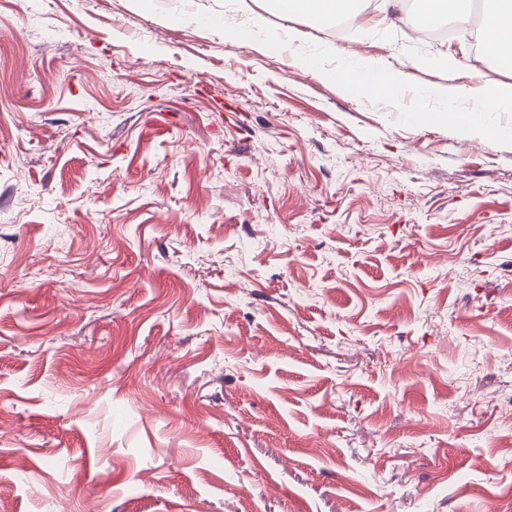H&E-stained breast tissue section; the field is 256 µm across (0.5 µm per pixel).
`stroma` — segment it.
Wrapping results in <instances>:
<instances>
[{
  "label": "stroma",
  "mask_w": 512,
  "mask_h": 512,
  "mask_svg": "<svg viewBox=\"0 0 512 512\" xmlns=\"http://www.w3.org/2000/svg\"><path fill=\"white\" fill-rule=\"evenodd\" d=\"M381 3L0 0L10 512H512V140L416 117L512 69ZM287 10H296L314 20L333 23L346 10H354L355 0H282ZM330 77L346 87L363 85L370 92L395 90L406 81V74L395 71L382 61L360 57L345 61Z\"/></svg>",
  "instance_id": "1"
}]
</instances>
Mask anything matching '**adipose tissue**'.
I'll use <instances>...</instances> for the list:
<instances>
[{
    "label": "adipose tissue",
    "mask_w": 512,
    "mask_h": 512,
    "mask_svg": "<svg viewBox=\"0 0 512 512\" xmlns=\"http://www.w3.org/2000/svg\"><path fill=\"white\" fill-rule=\"evenodd\" d=\"M492 7L484 15L481 29L482 51L492 61L512 65V0H491ZM337 83L361 86L370 92L394 90L406 80L382 61L360 57L345 61L332 75ZM434 95L443 102L437 119H447L477 136L511 139L512 129L486 122L490 112H512V84H450L434 88Z\"/></svg>",
    "instance_id": "adipose-tissue-1"
}]
</instances>
